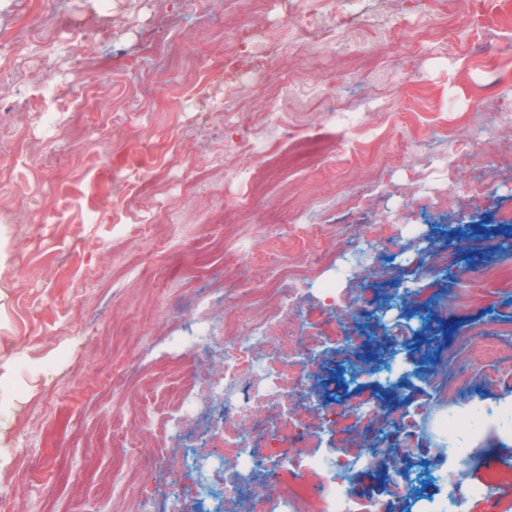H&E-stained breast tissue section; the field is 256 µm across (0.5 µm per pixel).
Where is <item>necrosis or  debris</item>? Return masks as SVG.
I'll use <instances>...</instances> for the list:
<instances>
[{
    "instance_id": "4bbe7bcc",
    "label": "necrosis or debris",
    "mask_w": 512,
    "mask_h": 512,
    "mask_svg": "<svg viewBox=\"0 0 512 512\" xmlns=\"http://www.w3.org/2000/svg\"><path fill=\"white\" fill-rule=\"evenodd\" d=\"M271 322L266 317L257 321L245 342L236 340L232 329H225L221 376L207 377L195 396L176 391L169 398L173 411L161 425L165 431L184 425L198 398L221 401L223 412L212 420L210 450L187 457L191 481L168 496L166 512H223L224 506L232 504L238 512H301L305 497L298 489H289L287 496L274 504L260 493L263 474L288 466L298 471H326L325 490L333 498L332 512H399V488L390 489L378 501L352 489L348 474L354 460L343 449L319 455L307 452L312 434L334 424L336 406L311 397L298 408L290 398L306 388L315 364L324 356L327 339L320 332L319 317L311 313H302L300 325L275 342L268 333ZM453 360L486 374L502 370L496 339H486L481 346L460 354L449 352L447 360L430 372L439 401L449 408L458 398L457 388L448 383V364ZM502 414V409L482 405L464 411L450 408L439 420L448 433V445L438 450L436 467L452 469L469 463L471 443L489 426L512 439V426L501 423Z\"/></svg>"
}]
</instances>
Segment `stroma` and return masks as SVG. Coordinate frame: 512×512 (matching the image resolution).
Wrapping results in <instances>:
<instances>
[{
  "mask_svg": "<svg viewBox=\"0 0 512 512\" xmlns=\"http://www.w3.org/2000/svg\"><path fill=\"white\" fill-rule=\"evenodd\" d=\"M345 202L366 220L345 223ZM282 210L329 225L320 265L269 223ZM0 214L15 512H134L183 482L184 437L156 423L223 351L204 364L176 340L228 315L247 336L243 291L278 287L285 249L304 310L326 280L363 306L323 317L350 336L358 382L329 359L316 371L334 402L378 409L385 453L351 484L420 485L400 512H423L445 491L430 468L445 439L419 349L512 320V0H0ZM345 240L375 270L355 278ZM492 261L501 286L465 290ZM116 422L136 425L122 467L140 478L109 498L86 464L111 471ZM463 483L498 493L469 512H512V442L489 431Z\"/></svg>",
  "mask_w": 512,
  "mask_h": 512,
  "instance_id": "stroma-1",
  "label": "stroma"
}]
</instances>
